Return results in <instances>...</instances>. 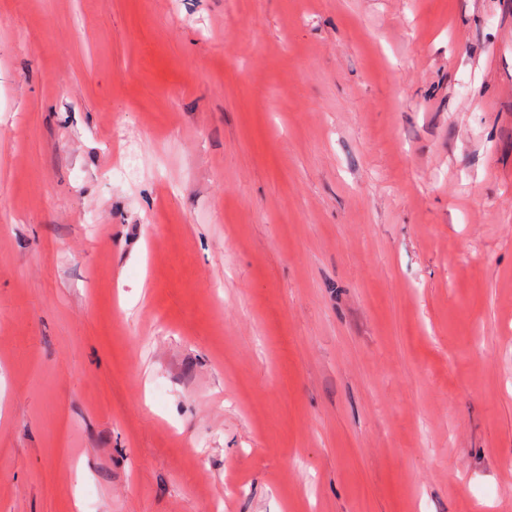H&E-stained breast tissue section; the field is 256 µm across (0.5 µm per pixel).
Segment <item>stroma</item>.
I'll return each instance as SVG.
<instances>
[{"label": "stroma", "instance_id": "35a3bbf8", "mask_svg": "<svg viewBox=\"0 0 512 512\" xmlns=\"http://www.w3.org/2000/svg\"><path fill=\"white\" fill-rule=\"evenodd\" d=\"M214 504L512 512V0H0V512Z\"/></svg>", "mask_w": 512, "mask_h": 512}]
</instances>
